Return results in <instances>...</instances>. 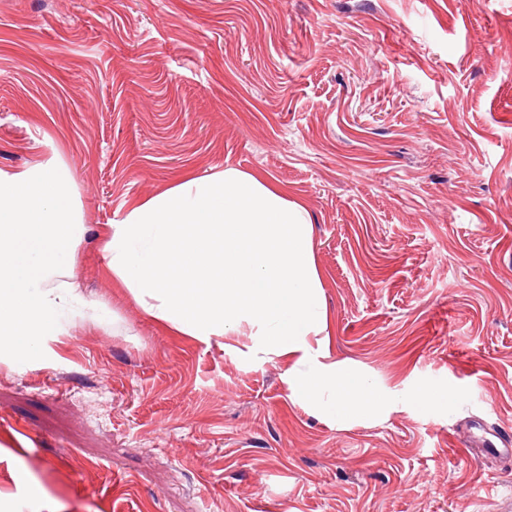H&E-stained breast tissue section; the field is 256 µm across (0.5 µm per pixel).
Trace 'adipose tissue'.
Instances as JSON below:
<instances>
[{
  "label": "adipose tissue",
  "mask_w": 512,
  "mask_h": 512,
  "mask_svg": "<svg viewBox=\"0 0 512 512\" xmlns=\"http://www.w3.org/2000/svg\"><path fill=\"white\" fill-rule=\"evenodd\" d=\"M108 267L145 313L207 342L249 328L256 347L289 360V388L333 422L385 411L391 398L332 360L308 211L250 173L226 168L183 180L110 225ZM182 259L188 274L161 273Z\"/></svg>",
  "instance_id": "adipose-tissue-1"
}]
</instances>
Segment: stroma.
Returning <instances> with one entry per match:
<instances>
[{"mask_svg": "<svg viewBox=\"0 0 512 512\" xmlns=\"http://www.w3.org/2000/svg\"><path fill=\"white\" fill-rule=\"evenodd\" d=\"M49 142L101 315L0 360V512H512L474 445L512 430V0H0V168ZM229 167L308 211L332 355L385 413L331 422L248 332L113 280L109 224Z\"/></svg>", "mask_w": 512, "mask_h": 512, "instance_id": "1", "label": "stroma"}]
</instances>
